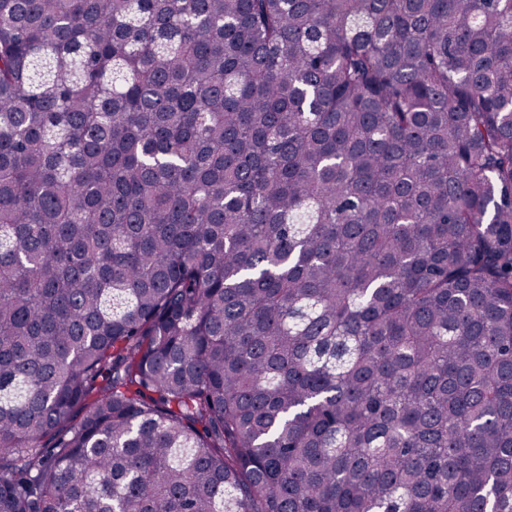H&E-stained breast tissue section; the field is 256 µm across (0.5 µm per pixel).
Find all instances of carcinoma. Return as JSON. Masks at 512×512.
<instances>
[{"label": "carcinoma", "instance_id": "carcinoma-1", "mask_svg": "<svg viewBox=\"0 0 512 512\" xmlns=\"http://www.w3.org/2000/svg\"><path fill=\"white\" fill-rule=\"evenodd\" d=\"M0 512H512V0H0Z\"/></svg>", "mask_w": 512, "mask_h": 512}]
</instances>
